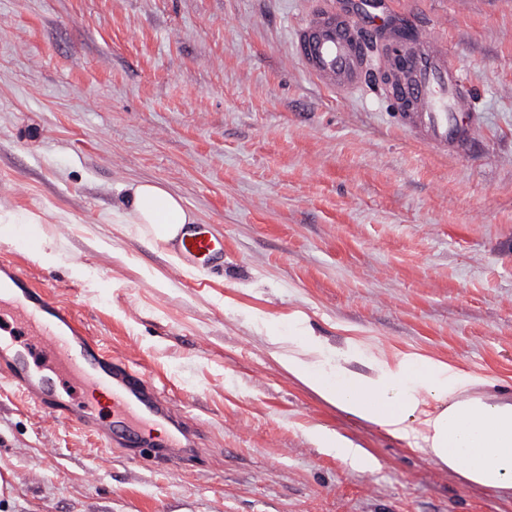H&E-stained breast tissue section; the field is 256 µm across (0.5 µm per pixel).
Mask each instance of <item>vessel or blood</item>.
I'll list each match as a JSON object with an SVG mask.
<instances>
[{
  "label": "vessel or blood",
  "mask_w": 512,
  "mask_h": 512,
  "mask_svg": "<svg viewBox=\"0 0 512 512\" xmlns=\"http://www.w3.org/2000/svg\"><path fill=\"white\" fill-rule=\"evenodd\" d=\"M380 47L369 54L355 18L317 8L295 29L293 44L303 69L334 92L359 89L367 78L388 74L384 96L398 124L417 142L442 154L468 153L481 116L464 74L451 62L442 36L420 32L410 23L375 14L370 18ZM188 261L210 264L224 253L223 243L203 225L188 224L173 242ZM0 378L50 416L77 425L105 445L138 448H188L195 433L162 398L152 378L113 355L88 335L73 308L33 287L15 264L0 263ZM69 377L96 391L94 399L63 398L59 378ZM108 423H99L100 413ZM168 429L154 438L156 426Z\"/></svg>",
  "instance_id": "1"
}]
</instances>
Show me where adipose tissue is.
<instances>
[{
	"mask_svg": "<svg viewBox=\"0 0 512 512\" xmlns=\"http://www.w3.org/2000/svg\"><path fill=\"white\" fill-rule=\"evenodd\" d=\"M113 223L166 244L195 216L182 198L157 182L129 185ZM273 360L347 417L355 418L410 450L456 473L468 485L512 492V398L480 393L484 380L446 359L349 343L329 356L313 336H274ZM364 361V370L355 362ZM312 438L351 466L373 462L367 448L323 427Z\"/></svg>",
	"mask_w": 512,
	"mask_h": 512,
	"instance_id": "obj_1",
	"label": "adipose tissue"
}]
</instances>
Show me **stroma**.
Here are the masks:
<instances>
[{"instance_id":"1","label":"stroma","mask_w":512,"mask_h":512,"mask_svg":"<svg viewBox=\"0 0 512 512\" xmlns=\"http://www.w3.org/2000/svg\"><path fill=\"white\" fill-rule=\"evenodd\" d=\"M315 0H0V215L13 262L202 426L190 460L107 448L0 380V512H512L325 403L270 356L305 318L512 395V0H374L442 34L476 89L470 153L397 126L375 85L318 86L291 34ZM224 242L191 273L112 222L126 185ZM367 448L352 468L309 436ZM0 222L2 224H12L13 227L9 237L12 241L17 243L18 246L26 249L35 246L39 235L38 227L33 225L35 222H31L25 218H14L8 222H3L1 217Z\"/></svg>"}]
</instances>
